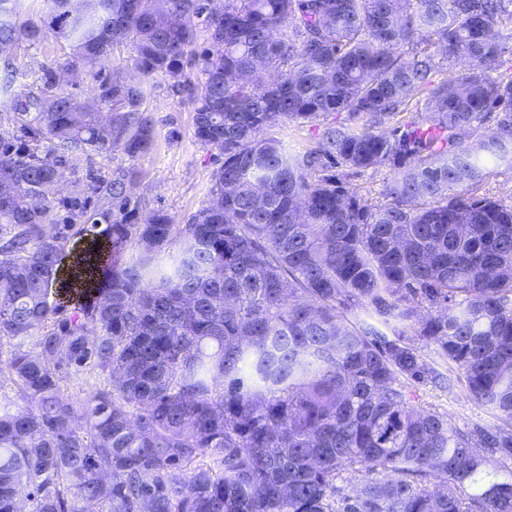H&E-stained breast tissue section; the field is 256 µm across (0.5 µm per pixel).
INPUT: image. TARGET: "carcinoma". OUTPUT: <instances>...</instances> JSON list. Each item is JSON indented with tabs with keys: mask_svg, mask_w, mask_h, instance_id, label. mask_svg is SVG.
<instances>
[{
	"mask_svg": "<svg viewBox=\"0 0 512 512\" xmlns=\"http://www.w3.org/2000/svg\"><path fill=\"white\" fill-rule=\"evenodd\" d=\"M15 2L1 52L50 30L76 70L130 45L139 79L96 72L83 102L50 68L0 85V389L30 401L0 394V512H512V206L477 195L485 158L512 164V0H47L38 25ZM203 13L207 205L134 224L133 169L57 196L74 152H150L147 82L180 87ZM336 112L365 127L294 156L267 136ZM386 166L377 203L332 173ZM412 326L497 423L410 405L407 385L452 382ZM82 376L100 387L65 397Z\"/></svg>",
	"mask_w": 512,
	"mask_h": 512,
	"instance_id": "carcinoma-1",
	"label": "carcinoma"
}]
</instances>
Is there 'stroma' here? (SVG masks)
<instances>
[{
	"label": "stroma",
	"mask_w": 512,
	"mask_h": 512,
	"mask_svg": "<svg viewBox=\"0 0 512 512\" xmlns=\"http://www.w3.org/2000/svg\"><path fill=\"white\" fill-rule=\"evenodd\" d=\"M70 52L67 42L45 34L40 43L22 41L10 51L0 53V73L13 70L15 93L29 92L35 73L44 66H56ZM186 84L173 88L163 76L155 77L144 102L152 115L155 146L146 155L129 158L122 151L107 154H73L64 172V188L72 190L73 182L88 166L99 168L103 175L118 169L135 168L138 178L129 195L138 219L154 212L167 214L173 223H186L188 218L207 202L212 185V173L219 165L216 151L200 143L195 136L193 97L201 86V75L195 63L186 64ZM325 121L301 125L284 124L270 129L282 149L296 155L317 145ZM414 408L432 409L447 414L460 428L476 424H492L490 411L474 400L462 384L439 389L430 385L418 386L411 401Z\"/></svg>",
	"instance_id": "stroma-1"
}]
</instances>
